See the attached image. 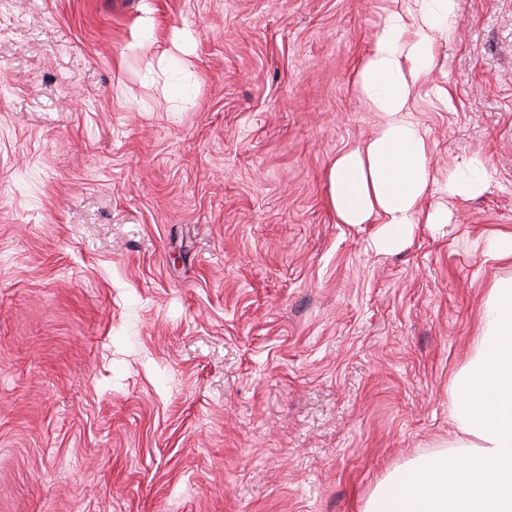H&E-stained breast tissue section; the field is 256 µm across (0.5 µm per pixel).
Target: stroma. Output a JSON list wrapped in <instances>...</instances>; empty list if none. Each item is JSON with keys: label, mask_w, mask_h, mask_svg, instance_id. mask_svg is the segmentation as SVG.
Segmentation results:
<instances>
[{"label": "stroma", "mask_w": 512, "mask_h": 512, "mask_svg": "<svg viewBox=\"0 0 512 512\" xmlns=\"http://www.w3.org/2000/svg\"><path fill=\"white\" fill-rule=\"evenodd\" d=\"M392 6L0 0V512H361L451 450L512 275L474 248L512 228V0H461L414 112L487 191L384 254L327 176Z\"/></svg>", "instance_id": "obj_1"}]
</instances>
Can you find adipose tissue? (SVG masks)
<instances>
[{"mask_svg":"<svg viewBox=\"0 0 512 512\" xmlns=\"http://www.w3.org/2000/svg\"><path fill=\"white\" fill-rule=\"evenodd\" d=\"M396 0L355 76L380 123L364 143L332 162L330 206L340 223L376 224L377 251L402 247L416 224H448L450 206L488 187L485 161L473 156L444 177L429 164L424 128L413 116L436 69L440 36L450 34L460 0ZM439 200L424 201L431 186ZM471 359L450 382L456 450L418 457L383 478L362 512H512V277L489 283Z\"/></svg>","mask_w":512,"mask_h":512,"instance_id":"obj_1","label":"adipose tissue"}]
</instances>
